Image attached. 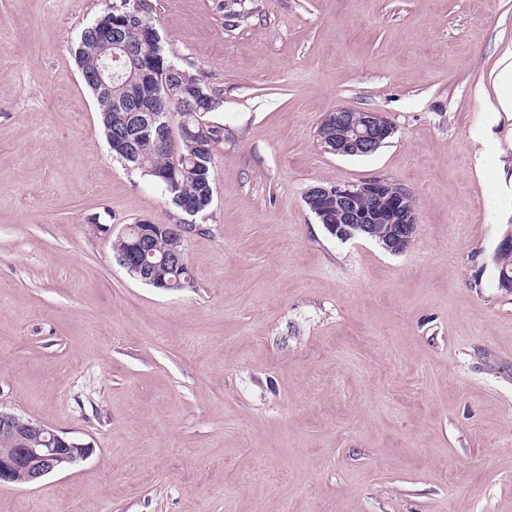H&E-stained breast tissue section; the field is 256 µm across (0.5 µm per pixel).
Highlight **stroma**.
<instances>
[{
  "label": "stroma",
  "mask_w": 512,
  "mask_h": 512,
  "mask_svg": "<svg viewBox=\"0 0 512 512\" xmlns=\"http://www.w3.org/2000/svg\"><path fill=\"white\" fill-rule=\"evenodd\" d=\"M105 0H0V408L89 443L0 512H512V0H153L221 99L195 285L131 280L124 225L183 219L114 161L74 48ZM341 106L394 125L340 157ZM412 190L400 254L331 236L313 186ZM510 56L502 62V68L496 78V87L501 109L512 112V62ZM394 127L379 112L339 107L326 114L318 136L329 152L339 156H369L392 137Z\"/></svg>",
  "instance_id": "stroma-1"
}]
</instances>
